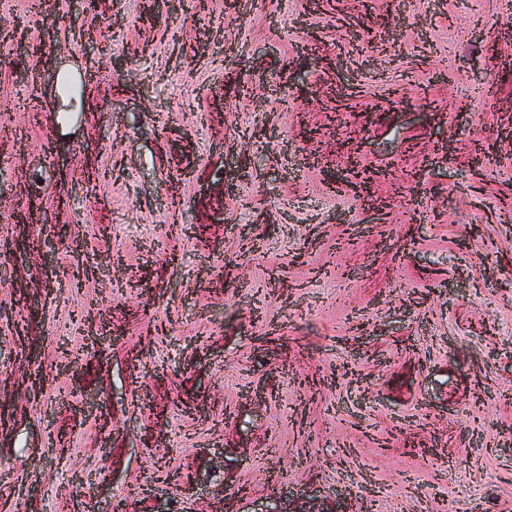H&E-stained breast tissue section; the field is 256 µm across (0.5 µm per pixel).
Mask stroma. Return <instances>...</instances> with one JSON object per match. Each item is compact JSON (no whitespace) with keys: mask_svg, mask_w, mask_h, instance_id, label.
I'll list each match as a JSON object with an SVG mask.
<instances>
[{"mask_svg":"<svg viewBox=\"0 0 512 512\" xmlns=\"http://www.w3.org/2000/svg\"><path fill=\"white\" fill-rule=\"evenodd\" d=\"M31 3L0 512H512V0Z\"/></svg>","mask_w":512,"mask_h":512,"instance_id":"obj_1","label":"stroma"}]
</instances>
